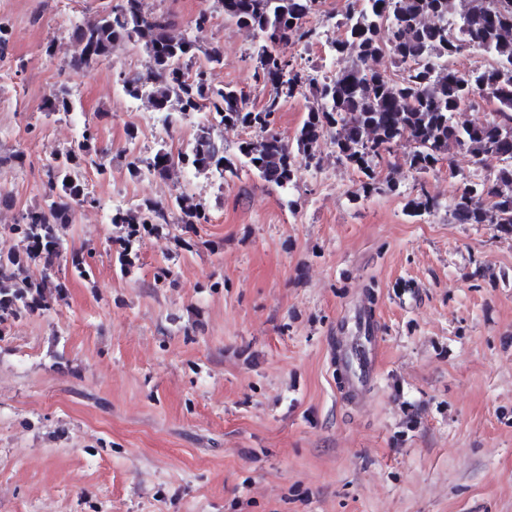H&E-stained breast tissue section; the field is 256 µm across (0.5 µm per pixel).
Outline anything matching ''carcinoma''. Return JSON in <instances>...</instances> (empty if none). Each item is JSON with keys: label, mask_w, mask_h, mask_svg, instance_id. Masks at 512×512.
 Segmentation results:
<instances>
[{"label": "carcinoma", "mask_w": 512, "mask_h": 512, "mask_svg": "<svg viewBox=\"0 0 512 512\" xmlns=\"http://www.w3.org/2000/svg\"><path fill=\"white\" fill-rule=\"evenodd\" d=\"M226 18L264 43L256 55L255 75L272 90L261 108L249 106V97L236 87L215 80L223 52L212 47L196 61L199 48L189 37L170 34L165 15L149 16L143 0H118L109 11L75 24L72 37L79 55L75 69L93 67L112 53L119 42L142 48L150 59L145 76L121 79L126 94L147 101L164 126L198 113L191 146L172 153L162 147L145 167L129 162V173L143 171L163 176L177 165L197 174L237 175L247 168L266 182L287 187L297 182L302 163L315 156V146L332 135L337 158L365 177L358 199L370 193L378 166L407 133L415 143L410 168L426 173L443 155L455 148L468 154L476 165L494 161L493 178L463 182L452 206L459 224H497L512 232V0H466L458 10L455 0H356L358 8L338 22L345 37L333 41L331 53L339 56L355 50L356 61L341 73L318 79L277 50L288 38L310 42L316 30L306 17L318 0H218ZM480 51L492 60L482 69L462 73L454 61ZM390 54L402 71L393 80L365 68V61ZM314 85V102L296 136V148L272 132L283 102L305 85ZM490 95L498 102L492 118L468 125L454 121L455 113L473 107ZM69 90L61 86L44 102L45 116L73 111ZM222 126H240L258 132L240 143L237 161L224 156V141L215 136ZM93 169L109 174L106 153L97 146V132L90 126L67 148L43 166L44 185L52 201L28 208L8 225L17 249L0 254V334L14 322L41 309L54 259L62 249L60 228L72 223L76 209L94 202L86 173ZM413 214L436 208L426 193L410 201ZM177 212L183 224H208L210 214L183 189L163 204L144 200L112 213V223L126 226L117 261L121 270L138 260L135 245L168 223L167 213ZM43 264L35 280L17 279L16 272L31 264ZM72 274L86 278L93 273L92 253L70 256Z\"/></svg>", "instance_id": "carcinoma-1"}]
</instances>
